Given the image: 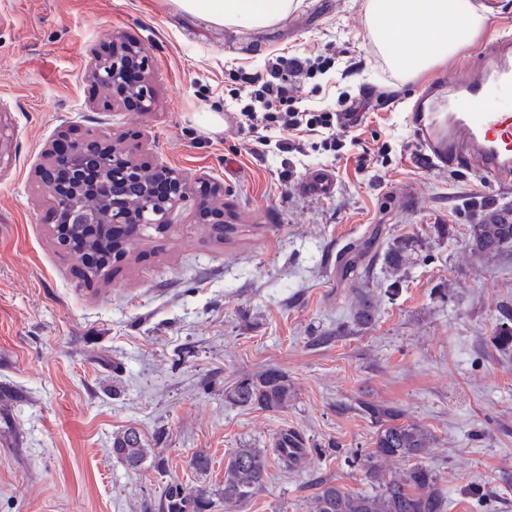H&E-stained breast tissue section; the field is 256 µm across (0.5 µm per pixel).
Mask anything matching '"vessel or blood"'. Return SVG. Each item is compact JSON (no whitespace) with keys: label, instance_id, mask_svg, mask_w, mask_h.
<instances>
[{"label":"vessel or blood","instance_id":"b4317fda","mask_svg":"<svg viewBox=\"0 0 512 512\" xmlns=\"http://www.w3.org/2000/svg\"><path fill=\"white\" fill-rule=\"evenodd\" d=\"M477 67L449 69L424 86L410 112L415 137L431 164L464 165L496 185L512 184V112L492 108L512 97V34L486 42ZM311 197L332 195L336 178L316 169L300 182Z\"/></svg>","mask_w":512,"mask_h":512}]
</instances>
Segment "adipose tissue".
Returning a JSON list of instances; mask_svg holds the SVG:
<instances>
[{"instance_id": "adipose-tissue-1", "label": "adipose tissue", "mask_w": 512, "mask_h": 512, "mask_svg": "<svg viewBox=\"0 0 512 512\" xmlns=\"http://www.w3.org/2000/svg\"><path fill=\"white\" fill-rule=\"evenodd\" d=\"M179 8L215 26L276 24L293 0H176ZM371 31L381 52L402 73L423 72L470 44L484 23L462 0H370Z\"/></svg>"}]
</instances>
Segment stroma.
<instances>
[{"instance_id":"1","label":"stroma","mask_w":512,"mask_h":512,"mask_svg":"<svg viewBox=\"0 0 512 512\" xmlns=\"http://www.w3.org/2000/svg\"><path fill=\"white\" fill-rule=\"evenodd\" d=\"M369 0H299L278 24H205L173 0H0V512H159L179 485L215 496L212 512H315L317 483L372 486L363 459L378 423L368 403L399 409L434 438L424 462L448 512H512V348L494 341L512 307V244L476 251L469 227L512 206V187L462 168H435L408 123L415 90L501 27L415 75L395 71L369 32ZM146 48L155 104L111 109L86 76L111 35ZM330 59L295 80L303 106L338 110L388 94L334 142L300 135V151L256 148L237 127L241 73L277 55ZM224 124L208 126L209 114ZM108 128L147 140L151 158L224 187L233 234L197 224L191 207L148 230L86 282L52 236L53 205L35 175L59 135ZM334 172L331 197L302 193L309 171ZM376 237L369 274L342 278L336 257ZM404 244L399 266L383 255ZM374 307L357 320L361 296ZM276 368L288 379L277 410L224 391ZM136 428L158 455L132 470L112 440ZM309 453L294 468L280 434ZM238 448L268 459L263 487L225 507L217 493ZM211 458L197 473L196 452Z\"/></svg>"}]
</instances>
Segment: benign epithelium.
Listing matches in <instances>:
<instances>
[{
    "instance_id": "1",
    "label": "benign epithelium",
    "mask_w": 512,
    "mask_h": 512,
    "mask_svg": "<svg viewBox=\"0 0 512 512\" xmlns=\"http://www.w3.org/2000/svg\"><path fill=\"white\" fill-rule=\"evenodd\" d=\"M141 73L140 82L131 87L125 82L128 69ZM149 56L144 50L131 47L116 35L104 50L92 52L88 67L91 80L101 87L112 102L134 100L142 112L153 107V88L148 77ZM148 174L138 207L111 203L106 196L107 181L124 177L137 179ZM36 174L47 189L54 208L63 210L79 197H91L103 205L105 223L165 224L178 206L189 200L196 188H201L213 202L209 208H199L198 223L212 224L219 234L224 233V211L218 198L224 188L201 175H193L170 167L164 162L140 161L119 149L108 130H97L75 140H56Z\"/></svg>"
}]
</instances>
